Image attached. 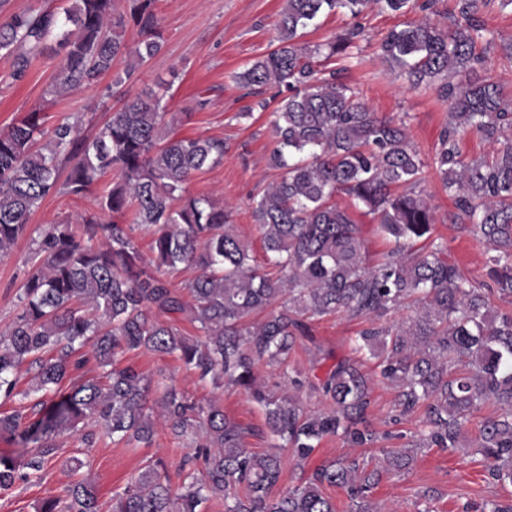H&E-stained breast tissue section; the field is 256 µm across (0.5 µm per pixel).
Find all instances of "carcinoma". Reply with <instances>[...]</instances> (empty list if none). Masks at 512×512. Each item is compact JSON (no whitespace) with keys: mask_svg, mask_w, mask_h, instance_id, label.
Returning <instances> with one entry per match:
<instances>
[{"mask_svg":"<svg viewBox=\"0 0 512 512\" xmlns=\"http://www.w3.org/2000/svg\"><path fill=\"white\" fill-rule=\"evenodd\" d=\"M157 2L72 0L62 17L14 14L0 22V51L14 55L12 77L20 78L55 38L62 55L49 90L55 96L97 84L122 56L130 61L128 79L161 49ZM484 4L458 0L460 20L450 25L427 15L406 22L381 40L378 55L411 88L431 89L448 103L432 166L454 204L452 221L472 225L492 245L493 289L469 279L432 238L435 207L418 188L425 164L406 124L372 112L336 72L315 69L322 54H347L359 30L312 47L299 42L324 12L357 18L379 5L404 14L413 0H285L276 47L234 75L252 95L268 88L282 95L269 113L270 162L279 177L250 204L261 260L232 232L224 203L188 190L197 174L223 162L224 139L177 136L152 90L126 99L92 138L67 117L46 129L39 110L0 131L1 254L47 196L84 197L112 175L96 198L98 212L48 224L33 241L22 310L0 336V401L40 398L28 414L0 415V434L23 445L0 455V489L42 477L65 433L80 432L93 444V433L84 432L90 422L119 441L152 444L155 404L174 436H192L196 452L176 486L146 461L112 497V512H201L217 496L224 512H336L327 494L333 487L346 491L351 512H373L383 474L409 471L423 448L461 447L485 402L497 413L481 423L475 447L489 478L512 484V316L491 303L494 294L512 298V101L495 82L467 78L485 31L477 17ZM130 27L139 36L134 46L124 39ZM468 132L495 146L491 158L462 159ZM63 161L69 171L61 183ZM126 216L129 223L117 222ZM361 217L391 244L378 264L368 259ZM139 227L151 231L149 261L133 236ZM421 239L430 249L412 253ZM180 266L196 271L186 296L167 278ZM89 303L90 314L82 310ZM401 308L413 309L409 322L382 323ZM264 310L266 317L253 321ZM336 313L364 327L353 339L354 356L336 360L311 385L326 410L302 406L298 371L272 389L258 383L259 366L287 365L296 346L312 339L311 319ZM178 314L188 316L196 335L176 324ZM136 350L175 355L198 381L248 393L277 443L265 452L245 447L253 429L173 386L151 400L152 381L122 365ZM368 357L393 391L395 411L421 416L420 428L400 447L383 449L382 468L341 456L278 490L286 460L303 467L327 437L352 448L399 439L371 422ZM91 359L104 373L76 378ZM23 367L31 373L25 390L18 387ZM36 512H101L97 486L75 479Z\"/></svg>","mask_w":512,"mask_h":512,"instance_id":"obj_1","label":"carcinoma"}]
</instances>
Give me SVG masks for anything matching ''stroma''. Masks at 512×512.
<instances>
[{
	"label": "stroma",
	"mask_w": 512,
	"mask_h": 512,
	"mask_svg": "<svg viewBox=\"0 0 512 512\" xmlns=\"http://www.w3.org/2000/svg\"><path fill=\"white\" fill-rule=\"evenodd\" d=\"M283 5L284 0H159L164 42L152 59L117 86L113 80L123 75L127 66L125 58H118L99 85L80 87L58 98L48 94L59 67L58 55L35 58L25 75L16 80L11 76V57L0 52V129L39 109L53 122L64 116L80 119L85 134L91 137L110 118L113 108L120 106L123 97L168 84L163 103L167 112L181 116L177 134L218 137L227 147L222 164L192 179L190 193L222 201L232 212L237 233L258 242L250 200L276 180L278 172L269 163V117L259 111L242 117V110L253 100L233 76L275 47V22ZM420 16L417 9L402 16L378 7L356 19L342 11L325 13L304 29L301 40L314 46L345 34L352 26H361L362 33L348 55L320 59L318 67L341 72L371 111L404 119L422 158L428 161L440 130L448 122V105L431 90L409 88L406 80L391 73L377 54L379 43L391 29L404 19ZM480 17L485 31L476 46L478 60L471 73L492 77L512 98V60L501 50L502 43L512 41V6L491 0ZM423 189L436 208L434 236L447 243L449 261L469 277L486 280L487 246L471 225L451 223L453 204L434 171H427ZM94 209V195L73 198L53 194L32 214L27 230L10 253L0 257V334L8 330L20 311L21 288L31 270L28 258L38 227ZM360 328L358 320L342 313L313 321L314 343L299 347L289 368L309 371L310 360L319 349L336 358L347 356L350 339ZM125 361L151 376L156 384L176 387L203 402L215 401L223 406L225 414L243 425H263L262 411L248 394L233 387L216 388L198 382L176 356L137 350L128 353ZM373 397L372 419L378 430L408 435L418 428L415 418L393 420V395L385 384L375 383ZM193 453L189 438L173 436L163 427L158 428L149 447L115 442L101 428L96 429L90 446L74 434L65 437L40 481L0 489V512H35L39 500L61 494L78 459L85 462L84 472L96 482L101 508L108 512L113 495L137 475L147 459H163L175 480L183 460ZM373 500L379 512H466L491 500L512 503V485L489 479L485 462L474 448L466 446L452 452L432 449L418 453L404 475H384Z\"/></svg>",
	"instance_id": "1"
}]
</instances>
